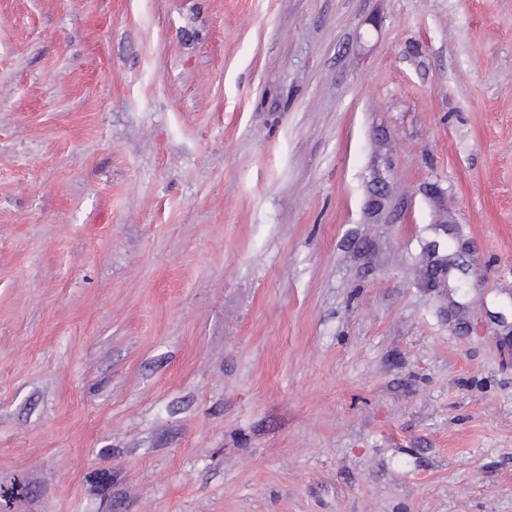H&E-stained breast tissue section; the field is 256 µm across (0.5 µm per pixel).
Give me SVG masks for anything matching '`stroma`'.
I'll return each instance as SVG.
<instances>
[{"label": "stroma", "mask_w": 512, "mask_h": 512, "mask_svg": "<svg viewBox=\"0 0 512 512\" xmlns=\"http://www.w3.org/2000/svg\"><path fill=\"white\" fill-rule=\"evenodd\" d=\"M17 475L13 512H512V0H0Z\"/></svg>", "instance_id": "1"}]
</instances>
